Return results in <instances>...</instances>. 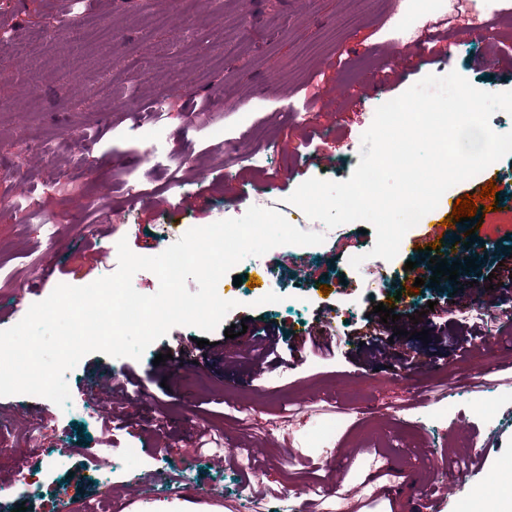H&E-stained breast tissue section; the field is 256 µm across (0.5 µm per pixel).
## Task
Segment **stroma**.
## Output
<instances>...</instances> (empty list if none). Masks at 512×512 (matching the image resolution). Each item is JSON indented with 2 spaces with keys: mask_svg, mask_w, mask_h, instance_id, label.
<instances>
[{
  "mask_svg": "<svg viewBox=\"0 0 512 512\" xmlns=\"http://www.w3.org/2000/svg\"><path fill=\"white\" fill-rule=\"evenodd\" d=\"M394 0H0V30L12 45L13 79L0 81V330L18 323L57 285L83 286L113 274L117 243L159 255L177 225L242 217L260 191L306 222L289 196L309 178L348 180L378 106L429 74L456 71L477 88L512 91V18L500 42L446 27L452 55L431 43L393 62L385 19ZM383 82L371 92L372 82ZM266 155L251 164L254 152ZM165 198L151 209L129 186ZM487 227L477 284L453 296L448 320L424 312L444 285L413 291L405 246L378 260L380 287H368L352 257L373 248L358 224L327 230L302 271L272 269L279 246L261 256L266 289L234 286L242 260L218 288L236 303L230 339L173 327L140 359L95 352L70 371L71 402L0 397V512H132L156 500L193 499L238 512H409L430 479V451L465 440L467 476L455 464L442 478L450 512H483L512 481V328L494 319L486 266L512 252V206ZM403 301L389 350L353 352L373 303ZM428 330L427 341L411 338ZM280 347L319 333L334 353L259 359L267 330ZM205 347H198L199 339ZM180 358V370L155 364ZM416 355L427 371L408 367ZM124 391L113 394L114 379ZM499 405L472 414L480 393ZM112 439V466L99 465ZM492 438L484 463L476 446ZM228 448L239 463L216 468ZM40 469L37 486L20 475Z\"/></svg>",
  "mask_w": 512,
  "mask_h": 512,
  "instance_id": "obj_1",
  "label": "stroma"
}]
</instances>
